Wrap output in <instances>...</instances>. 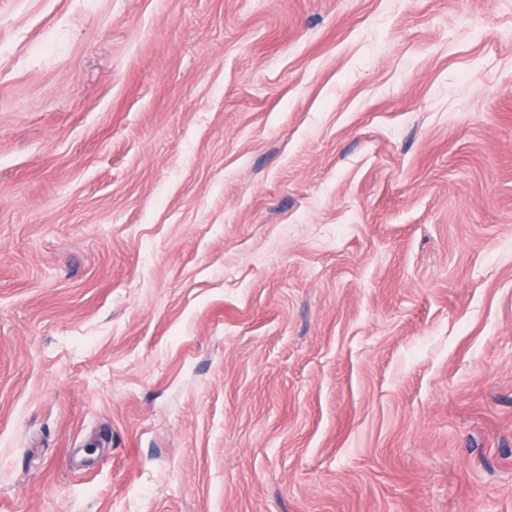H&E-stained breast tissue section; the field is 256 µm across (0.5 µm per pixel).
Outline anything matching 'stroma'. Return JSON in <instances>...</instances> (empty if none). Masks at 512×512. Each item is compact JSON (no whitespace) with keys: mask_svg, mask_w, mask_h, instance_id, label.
Listing matches in <instances>:
<instances>
[{"mask_svg":"<svg viewBox=\"0 0 512 512\" xmlns=\"http://www.w3.org/2000/svg\"><path fill=\"white\" fill-rule=\"evenodd\" d=\"M0 512H512V0H0Z\"/></svg>","mask_w":512,"mask_h":512,"instance_id":"1","label":"stroma"}]
</instances>
